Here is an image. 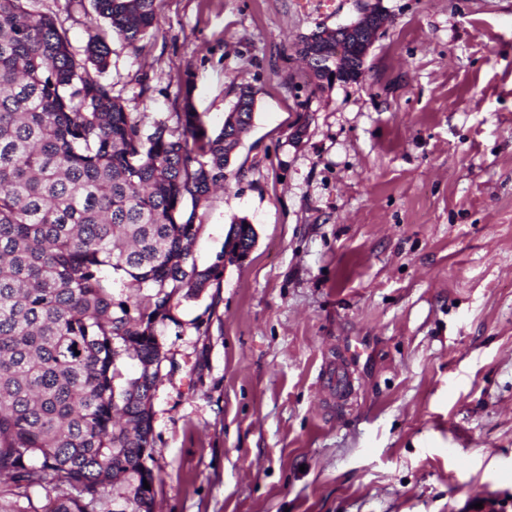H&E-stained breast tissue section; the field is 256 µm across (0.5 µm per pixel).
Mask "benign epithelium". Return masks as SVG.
<instances>
[{"mask_svg": "<svg viewBox=\"0 0 512 512\" xmlns=\"http://www.w3.org/2000/svg\"><path fill=\"white\" fill-rule=\"evenodd\" d=\"M386 22V15L377 8L364 6L357 20L341 26L345 36H336V51L330 56L325 50L317 52L318 46L328 38V34L317 32L309 35L305 54L310 63V69L319 72L326 79L333 80L340 77L341 60L344 58L358 62L364 60L378 32Z\"/></svg>", "mask_w": 512, "mask_h": 512, "instance_id": "obj_1", "label": "benign epithelium"}]
</instances>
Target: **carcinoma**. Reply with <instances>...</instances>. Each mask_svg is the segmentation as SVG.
<instances>
[{
    "mask_svg": "<svg viewBox=\"0 0 512 512\" xmlns=\"http://www.w3.org/2000/svg\"><path fill=\"white\" fill-rule=\"evenodd\" d=\"M32 3L0 0V512H105L115 493L120 512H154L155 325L255 243L242 218L209 267L193 255L196 208L234 174L228 138L251 127L256 91L212 135L188 93L172 128L135 115L102 79L108 43L72 51L59 13ZM155 3L93 8L132 44ZM48 479L38 507L29 490Z\"/></svg>",
    "mask_w": 512,
    "mask_h": 512,
    "instance_id": "cac0c4a2",
    "label": "carcinoma"
}]
</instances>
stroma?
Instances as JSON below:
<instances>
[{
  "instance_id": "obj_1",
  "label": "stroma",
  "mask_w": 512,
  "mask_h": 512,
  "mask_svg": "<svg viewBox=\"0 0 512 512\" xmlns=\"http://www.w3.org/2000/svg\"><path fill=\"white\" fill-rule=\"evenodd\" d=\"M368 3L361 77L308 83L301 36ZM337 4L157 0L109 40L129 112L216 133L257 92L193 254L254 246L156 327L155 512H512V0Z\"/></svg>"
}]
</instances>
